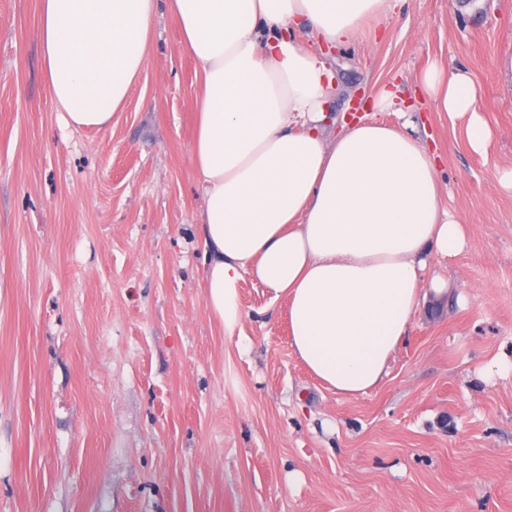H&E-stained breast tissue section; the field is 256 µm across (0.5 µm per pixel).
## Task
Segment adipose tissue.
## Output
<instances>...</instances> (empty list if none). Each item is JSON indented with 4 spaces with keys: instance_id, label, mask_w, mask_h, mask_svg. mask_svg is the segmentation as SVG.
I'll return each mask as SVG.
<instances>
[{
    "instance_id": "obj_1",
    "label": "adipose tissue",
    "mask_w": 512,
    "mask_h": 512,
    "mask_svg": "<svg viewBox=\"0 0 512 512\" xmlns=\"http://www.w3.org/2000/svg\"><path fill=\"white\" fill-rule=\"evenodd\" d=\"M198 68L191 151L205 201L206 304L242 333L251 280L288 302L307 372L353 399L377 387L428 292L432 259L470 244L444 205L440 156L412 117L337 125L329 50L352 44L393 0H168ZM156 0H40L47 83L67 125L104 129L148 60ZM470 149L491 133L466 73L417 81Z\"/></svg>"
}]
</instances>
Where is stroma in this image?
Returning <instances> with one entry per match:
<instances>
[{
  "label": "stroma",
  "mask_w": 512,
  "mask_h": 512,
  "mask_svg": "<svg viewBox=\"0 0 512 512\" xmlns=\"http://www.w3.org/2000/svg\"><path fill=\"white\" fill-rule=\"evenodd\" d=\"M457 3L399 0L332 53L333 116L394 121L372 104L398 84L471 240L346 399L293 353L285 299L243 284V347L206 307L198 85L166 5L111 126L75 130L39 0H0V512H512V0ZM434 61L469 72L488 157L417 93Z\"/></svg>",
  "instance_id": "35a3bbf8"
}]
</instances>
